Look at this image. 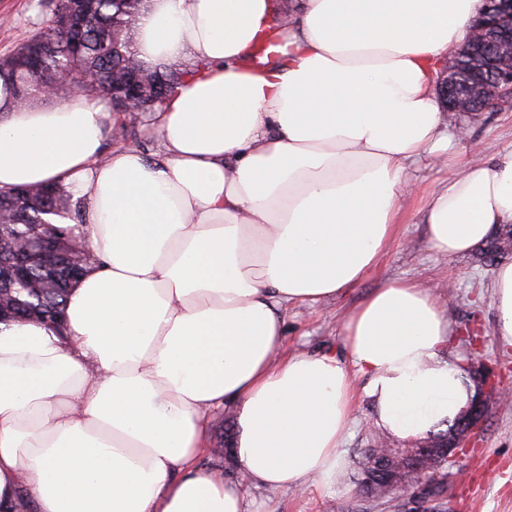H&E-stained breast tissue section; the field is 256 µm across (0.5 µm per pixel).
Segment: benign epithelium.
<instances>
[{
    "mask_svg": "<svg viewBox=\"0 0 512 512\" xmlns=\"http://www.w3.org/2000/svg\"><path fill=\"white\" fill-rule=\"evenodd\" d=\"M485 13L484 21L474 27L471 42L480 41L488 33L496 40L497 53L472 57L468 44L450 52L451 61L438 80L440 96L450 112H469L466 100L457 93L463 80L484 99L486 106L512 101V0H485ZM489 74L490 83L486 81ZM32 259L48 269L57 268L61 260L58 242L44 239ZM32 259L28 258L25 243L15 239L8 243L0 241V273L18 280ZM510 397L504 391H493L489 379L482 380L475 401L460 415L461 427L444 440L425 443L424 457L411 467L396 458L397 452L390 444H384L381 461L372 474L382 483V497L400 500L403 512H453L448 496L433 491L424 479L433 480L445 469L449 476H455L452 469L459 466L464 449L476 443L482 422L495 400Z\"/></svg>",
    "mask_w": 512,
    "mask_h": 512,
    "instance_id": "1",
    "label": "benign epithelium"
}]
</instances>
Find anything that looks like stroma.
I'll return each mask as SVG.
<instances>
[{"label":"stroma","mask_w":512,"mask_h":512,"mask_svg":"<svg viewBox=\"0 0 512 512\" xmlns=\"http://www.w3.org/2000/svg\"><path fill=\"white\" fill-rule=\"evenodd\" d=\"M49 13L45 0H0V57L11 53L36 32ZM449 122L458 133L456 157L446 167L425 163L410 171L421 187L432 189L454 177L474 159H490L512 152V106L497 105L471 119L452 113ZM139 144L151 161L159 157L157 115L145 113L136 127L125 129L113 122L106 148ZM493 266L475 256L444 258L432 249L418 216H411L391 243L378 266L346 294L314 305L289 307L285 313V350L341 348V321L371 291L390 279H409L439 285L438 298L448 313L453 338L446 352L468 362L472 377L493 368L500 388L512 389V346L502 345L492 333L494 309L489 282ZM354 420L342 451L347 476L330 492L309 488L271 490L248 487L257 512H395L392 505L372 502L359 495L353 480L363 449L380 438L372 424L373 410L358 397ZM463 475L449 479L446 494L455 512H512V401H506L485 419L478 441L460 463Z\"/></svg>","instance_id":"stroma-1"}]
</instances>
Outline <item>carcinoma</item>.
Listing matches in <instances>:
<instances>
[{"label": "carcinoma", "instance_id": "carcinoma-1", "mask_svg": "<svg viewBox=\"0 0 512 512\" xmlns=\"http://www.w3.org/2000/svg\"><path fill=\"white\" fill-rule=\"evenodd\" d=\"M145 0H49L50 15L43 26L10 54L0 58V79L21 103L41 96L63 102L72 87L89 96L115 102L119 113L157 112L168 95L198 71L188 62L179 68H154L139 57L133 41ZM0 189V222L28 244L51 237L64 243V266L48 271L28 265L26 277L10 285L6 302L22 310L21 317L56 325L66 305L72 278L66 273L70 257L85 250L79 226L54 224L49 217L79 216L80 204L58 186L36 185Z\"/></svg>", "mask_w": 512, "mask_h": 512}]
</instances>
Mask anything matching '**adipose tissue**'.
Returning a JSON list of instances; mask_svg holds the SVG:
<instances>
[{
	"label": "adipose tissue",
	"mask_w": 512,
	"mask_h": 512,
	"mask_svg": "<svg viewBox=\"0 0 512 512\" xmlns=\"http://www.w3.org/2000/svg\"><path fill=\"white\" fill-rule=\"evenodd\" d=\"M149 0L139 57L202 63L164 103L159 160L103 154L107 114L77 94L0 92V188L55 184L92 255L66 332L0 324V512H252L243 482L329 490L358 395L383 435L423 438L475 397L434 289L393 279L343 319L342 351L285 353L283 311L359 285L422 198L440 255L512 223V153L429 192L454 135L436 94L484 0ZM269 52L256 57L260 43ZM512 346V263L492 278ZM232 412L244 481L201 470ZM234 422L231 413L224 409L214 412L207 430L208 448H217L213 456L220 455V448H234Z\"/></svg>",
	"instance_id": "ef3b65f1"
}]
</instances>
